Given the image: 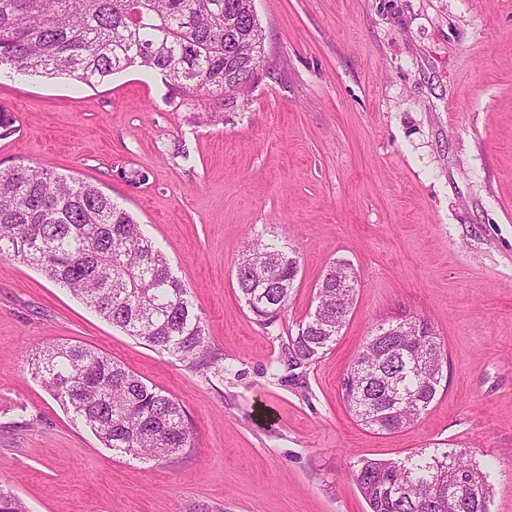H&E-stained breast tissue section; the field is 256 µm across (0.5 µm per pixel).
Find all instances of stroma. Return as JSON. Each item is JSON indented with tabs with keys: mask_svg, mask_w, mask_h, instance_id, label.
<instances>
[{
	"mask_svg": "<svg viewBox=\"0 0 512 512\" xmlns=\"http://www.w3.org/2000/svg\"><path fill=\"white\" fill-rule=\"evenodd\" d=\"M251 86L184 100L131 67L87 85L0 71V170L37 165L126 208L188 288L223 373L129 336L17 261L0 263V488L28 512H368L353 462L438 443L492 465L512 512V0H254ZM144 181H136L135 173ZM299 258L260 325L236 270L252 238ZM358 286L335 347L275 366L333 262ZM431 322L448 382L418 422L359 425L341 380L381 320ZM102 351L178 400L195 446L120 455L31 373L35 346Z\"/></svg>",
	"mask_w": 512,
	"mask_h": 512,
	"instance_id": "35a3bbf8",
	"label": "stroma"
}]
</instances>
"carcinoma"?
Segmentation results:
<instances>
[{"instance_id":"cac0c4a2","label":"carcinoma","mask_w":512,"mask_h":512,"mask_svg":"<svg viewBox=\"0 0 512 512\" xmlns=\"http://www.w3.org/2000/svg\"><path fill=\"white\" fill-rule=\"evenodd\" d=\"M243 21L264 53L265 34L253 0H0V65L15 73L68 76L86 84L137 66L161 72L186 99H224L253 77L235 55L224 14ZM0 259L34 265L49 280L127 334L195 369L219 368L190 292L165 254L135 219L96 186L34 165L0 170ZM338 260L319 281L318 301L283 344L289 376L336 344L358 284L336 287ZM297 258L275 239L247 243L236 271L238 290L262 325L288 308ZM444 342L425 321L404 336L379 328L365 341L341 382L342 398L360 424L387 435L417 421L446 380ZM33 375L75 419L113 451L157 461L194 447L185 409L123 363L83 345L31 353ZM465 485L448 503L459 474ZM351 475L370 512H488L490 472L467 448L420 449L399 460L360 459ZM0 512H28L0 490Z\"/></svg>"}]
</instances>
